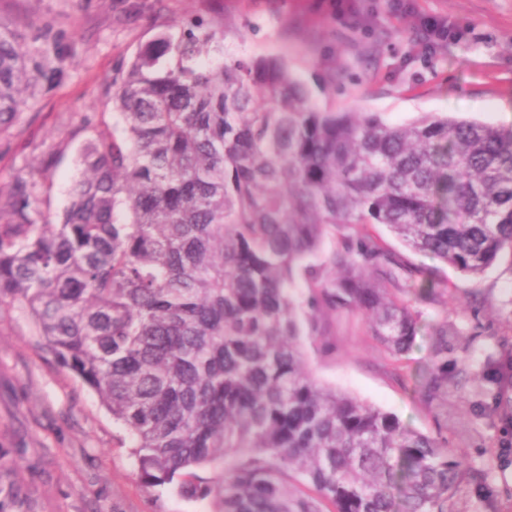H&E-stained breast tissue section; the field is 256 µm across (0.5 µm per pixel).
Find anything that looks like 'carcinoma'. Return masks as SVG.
I'll use <instances>...</instances> for the list:
<instances>
[{"instance_id": "carcinoma-1", "label": "carcinoma", "mask_w": 512, "mask_h": 512, "mask_svg": "<svg viewBox=\"0 0 512 512\" xmlns=\"http://www.w3.org/2000/svg\"><path fill=\"white\" fill-rule=\"evenodd\" d=\"M213 22L162 33L110 81L126 137L98 133L60 221L28 184L0 224V303L25 302L47 347L129 432L142 485L220 498L219 512H454L469 479L448 447V322L435 328L419 399L423 434L322 385L302 337L358 312L400 359L420 331L409 294L441 297L436 270L376 237L348 236L319 263L329 231L382 224L414 253L479 276L512 257V127L423 114L319 111L288 63H208ZM0 26V131L20 123L35 77ZM303 279L311 295L290 292ZM512 353L476 379L512 448ZM220 469L207 481L197 468ZM0 448V505L14 498Z\"/></svg>"}]
</instances>
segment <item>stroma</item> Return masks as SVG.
Here are the masks:
<instances>
[{
	"label": "stroma",
	"instance_id": "35a3bbf8",
	"mask_svg": "<svg viewBox=\"0 0 512 512\" xmlns=\"http://www.w3.org/2000/svg\"><path fill=\"white\" fill-rule=\"evenodd\" d=\"M0 0L43 77L25 92L20 124L0 133V215L9 216L15 176L37 208L58 220L80 175L79 149L92 128L121 130L111 77L159 34L182 22H215L228 58L284 59L319 110L377 112L391 124L425 113L512 124V0ZM445 20L431 39L423 19ZM447 302L419 304L420 332L399 361L369 336L358 313L328 319L326 341H305L322 383L398 416L424 432L432 413L416 394L429 362L432 328L448 323V345L474 335L472 359L448 378V445L485 470V499L464 486L457 512H512V455L496 450L501 424L480 414L475 374L487 354L512 349V259L470 277L434 260ZM0 448L13 452L15 500L6 512H218L215 497L145 489L133 441L97 395L47 349L25 305L0 303Z\"/></svg>",
	"mask_w": 512,
	"mask_h": 512
}]
</instances>
